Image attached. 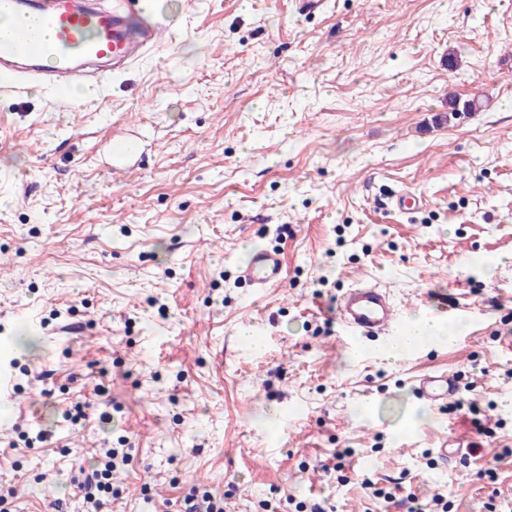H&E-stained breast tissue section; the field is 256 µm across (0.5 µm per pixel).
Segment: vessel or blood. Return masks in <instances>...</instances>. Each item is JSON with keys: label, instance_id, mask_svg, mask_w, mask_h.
<instances>
[{"label": "vessel or blood", "instance_id": "obj_1", "mask_svg": "<svg viewBox=\"0 0 512 512\" xmlns=\"http://www.w3.org/2000/svg\"><path fill=\"white\" fill-rule=\"evenodd\" d=\"M149 8L150 0H117L109 8L94 0H0V89L21 93L39 84L63 95L83 81L87 69L101 78L135 62L162 47L173 30L161 14L140 22ZM140 150L139 137L113 138V170L124 169ZM240 277L260 291L278 287L284 281V258L277 250L255 248ZM336 313L343 327L365 342L396 335L403 320L390 290L368 279L341 294ZM414 390L419 399L444 406L457 396L460 379L455 373L427 374Z\"/></svg>", "mask_w": 512, "mask_h": 512}]
</instances>
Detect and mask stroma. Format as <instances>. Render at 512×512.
<instances>
[{
	"instance_id": "1",
	"label": "stroma",
	"mask_w": 512,
	"mask_h": 512,
	"mask_svg": "<svg viewBox=\"0 0 512 512\" xmlns=\"http://www.w3.org/2000/svg\"><path fill=\"white\" fill-rule=\"evenodd\" d=\"M161 5L170 45L87 111L0 91V353L18 393L0 400V512H86L76 484L101 448L128 453L106 512H185L194 490L223 512H401L366 476L512 512V0ZM452 96L475 111L436 125ZM135 131L143 155L113 177L109 141ZM402 191L424 206L392 211ZM255 246L282 253V287L240 281ZM359 272L407 313L459 303L456 343L353 348L335 302ZM444 370L494 437L415 395ZM445 435L476 454L441 460Z\"/></svg>"
}]
</instances>
